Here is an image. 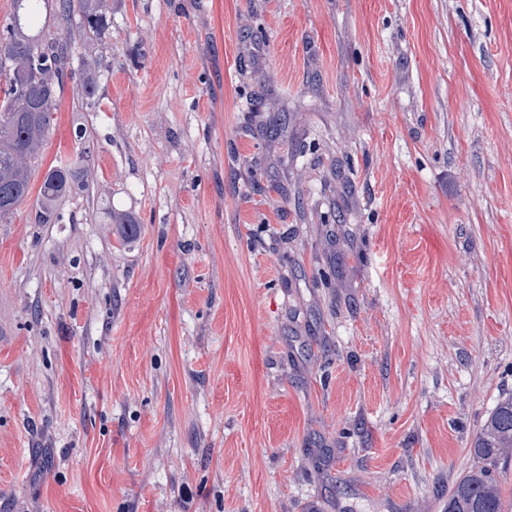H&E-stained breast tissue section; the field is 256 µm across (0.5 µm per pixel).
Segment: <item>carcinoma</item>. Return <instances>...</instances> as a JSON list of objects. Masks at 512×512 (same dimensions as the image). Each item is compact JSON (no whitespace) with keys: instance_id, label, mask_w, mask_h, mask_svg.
Segmentation results:
<instances>
[{"instance_id":"1","label":"carcinoma","mask_w":512,"mask_h":512,"mask_svg":"<svg viewBox=\"0 0 512 512\" xmlns=\"http://www.w3.org/2000/svg\"><path fill=\"white\" fill-rule=\"evenodd\" d=\"M67 26L82 13L78 38L95 40L109 25L104 0H56ZM16 10L0 33V222L12 218L30 195V168L55 120L72 69L75 39L34 33L30 18L49 0H14ZM74 186L70 170H49L38 194V218L47 224L56 203ZM472 464L448 495V512H512L505 507L501 470L512 461V393L498 399L469 449Z\"/></svg>"}]
</instances>
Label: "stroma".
Here are the masks:
<instances>
[{
  "instance_id": "stroma-1",
  "label": "stroma",
  "mask_w": 512,
  "mask_h": 512,
  "mask_svg": "<svg viewBox=\"0 0 512 512\" xmlns=\"http://www.w3.org/2000/svg\"><path fill=\"white\" fill-rule=\"evenodd\" d=\"M109 5L0 223V512H444L512 392V0ZM74 183V175L69 169L58 167L49 170L38 194V218L42 224L51 221L54 206L72 191Z\"/></svg>"
}]
</instances>
